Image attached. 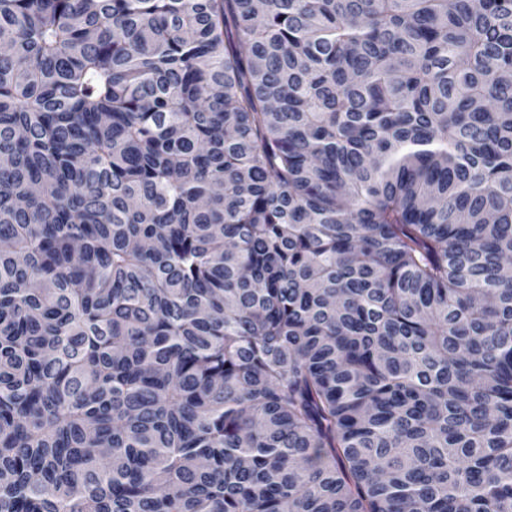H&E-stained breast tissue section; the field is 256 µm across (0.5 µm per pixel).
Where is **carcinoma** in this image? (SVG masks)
Wrapping results in <instances>:
<instances>
[{"mask_svg":"<svg viewBox=\"0 0 512 512\" xmlns=\"http://www.w3.org/2000/svg\"><path fill=\"white\" fill-rule=\"evenodd\" d=\"M0 44V512H512V0Z\"/></svg>","mask_w":512,"mask_h":512,"instance_id":"obj_1","label":"carcinoma"}]
</instances>
